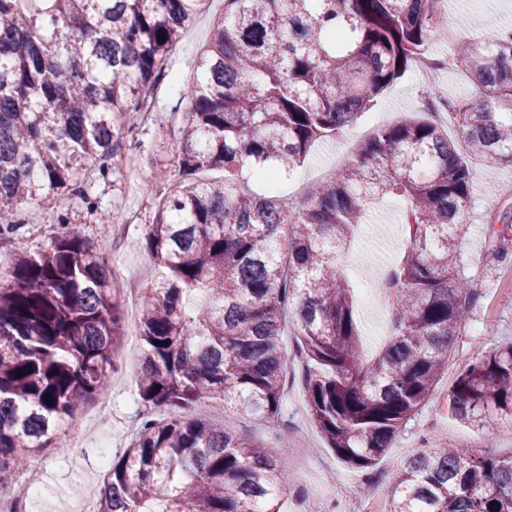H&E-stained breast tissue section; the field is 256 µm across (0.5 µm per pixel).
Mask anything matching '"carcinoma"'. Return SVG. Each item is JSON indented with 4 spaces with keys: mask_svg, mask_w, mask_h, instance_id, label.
Listing matches in <instances>:
<instances>
[{
    "mask_svg": "<svg viewBox=\"0 0 512 512\" xmlns=\"http://www.w3.org/2000/svg\"><path fill=\"white\" fill-rule=\"evenodd\" d=\"M444 0H224L186 103L180 181L144 237L165 275L144 289L136 393L145 414L115 454L95 512H280L278 464L254 438L197 417L204 403L282 418L288 313L299 332L309 418L344 463L373 466L448 373L480 295L458 270L470 160L512 163V34L456 42L481 92L434 121L380 128L297 204L250 191L338 136L451 39ZM203 0H0V243L23 236L18 206L62 205L90 166L109 170L128 118L150 111L168 53ZM224 177L204 180L205 171ZM399 197L403 245L383 287L387 342L365 354L345 261L373 201ZM512 237L491 236L509 256ZM117 282L58 215L0 281V491L56 443L79 401L106 390L122 337ZM22 374H17V371ZM52 403H47V400ZM456 419L512 423V340L481 349L448 391ZM387 512H512V456L426 442L407 456Z\"/></svg>",
    "mask_w": 512,
    "mask_h": 512,
    "instance_id": "1",
    "label": "carcinoma"
}]
</instances>
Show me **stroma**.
Masks as SVG:
<instances>
[{
    "label": "stroma",
    "instance_id": "stroma-1",
    "mask_svg": "<svg viewBox=\"0 0 512 512\" xmlns=\"http://www.w3.org/2000/svg\"><path fill=\"white\" fill-rule=\"evenodd\" d=\"M223 14L224 0H206L204 9L188 22L168 55L166 74L158 82L150 118L129 119L133 130L123 138L119 166L105 176L94 172L86 176L83 196L68 197L64 209L21 206L26 246L35 249L48 245L57 230V216L63 211L70 223L81 227L105 263L120 262V288L131 284L143 288L162 275V267L141 242L159 203L178 180L183 112L193 74L212 28ZM445 16L459 38L487 40L498 31L512 29V0H448ZM427 115L419 76L416 69H409L341 137L317 141L300 167L282 175L279 195L292 202L303 192L314 191L339 167L340 149H352L354 143L364 142L380 126ZM470 189L468 232L461 244L460 270L482 298L467 313L447 375L375 466L379 480L373 496L387 497L400 462L420 448L426 437L443 440L452 447L486 444L491 453L512 455V426L505 424L493 434L481 435L455 418L448 400L449 388L474 358L476 347L486 348L512 337V261L498 260L488 252L494 220L503 212H512V167L473 163ZM402 211L399 199L373 204L370 224L354 240L350 269L356 282L374 278L376 268L392 262L400 243ZM123 310V337L116 348V369L108 374V387L104 393L79 403L68 445L46 448L36 455L49 493L30 498L26 512H74L81 492L102 482L113 450L126 448L134 420L145 412L134 382L141 358L136 299L124 298ZM228 424L241 436L261 440L268 452L280 459L293 455L292 450L282 448L280 430H287L292 439L304 435V469L289 465L281 469L279 479L286 491L282 512H303L302 504L310 497L324 500L330 512H370L372 497L358 492L363 483L361 472L339 461L326 447L309 419L300 382L289 383L278 423L234 417Z\"/></svg>",
    "mask_w": 512,
    "mask_h": 512
}]
</instances>
